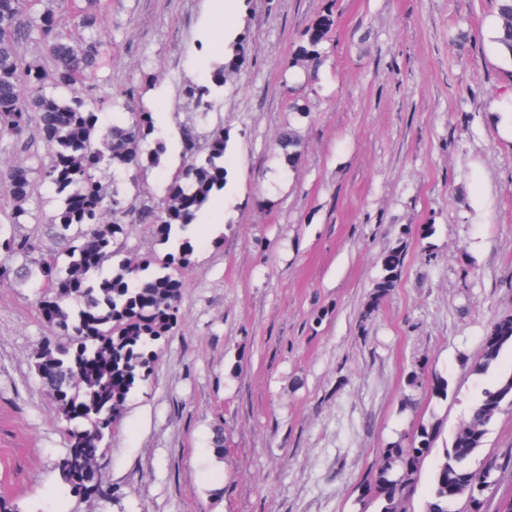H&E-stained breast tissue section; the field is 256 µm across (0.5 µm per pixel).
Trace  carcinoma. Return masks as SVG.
<instances>
[{
  "label": "carcinoma",
  "instance_id": "obj_1",
  "mask_svg": "<svg viewBox=\"0 0 512 512\" xmlns=\"http://www.w3.org/2000/svg\"><path fill=\"white\" fill-rule=\"evenodd\" d=\"M100 0H72L69 15L58 13L50 0H0V138L8 137L19 153H27L37 136L49 155L46 163L0 170V181L13 203L7 221H0V284L35 290L36 306L52 333L32 357L39 382L50 393L57 422L69 447L60 464L62 484L83 497L103 488L89 487L98 475L112 427L129 394L150 377L155 343L178 324L182 296L179 274L191 266L192 246L184 236L212 207L224 190L228 140L224 127H215L205 146L187 132L182 162L162 197L131 199L106 192L97 178L104 165L140 170L163 164L167 147L159 139L144 147L155 126L152 114L135 112L129 103L136 88L126 86L122 101L112 102V123L102 126L100 113L76 95L77 85L93 80L104 64L97 38ZM333 26L325 14L303 35L286 72L307 81L317 79L322 44ZM494 49L512 66V0H497ZM28 40L41 43L53 63L52 72L20 54ZM245 53L244 41H230L221 61L209 69L206 81L188 92L198 106L211 107L212 87L233 78ZM296 130L287 126L278 140L288 166L301 159ZM51 189L56 206L46 228L60 248L45 250L36 231L21 226L37 219L28 203ZM152 227L169 246L164 255H151L136 265L122 264L101 275L122 244L125 219ZM384 275L376 284L363 318L394 287L396 268L383 261ZM79 308L71 310V302ZM501 336L495 349H482L472 366L482 374L512 348V314L491 324ZM408 387L430 397H448V382L411 371ZM512 404V375L481 392L453 437L438 455L423 512H470L479 493L495 486L504 465L495 455L473 467L483 447L487 426L504 402ZM439 430L421 423L410 437L402 436L384 449L367 481L365 494L379 512H410L424 460L433 451Z\"/></svg>",
  "mask_w": 512,
  "mask_h": 512
}]
</instances>
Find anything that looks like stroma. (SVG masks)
Instances as JSON below:
<instances>
[{
    "label": "stroma",
    "mask_w": 512,
    "mask_h": 512,
    "mask_svg": "<svg viewBox=\"0 0 512 512\" xmlns=\"http://www.w3.org/2000/svg\"><path fill=\"white\" fill-rule=\"evenodd\" d=\"M105 2L111 64L77 92L107 122L135 85L167 154L158 169L103 168L101 183L162 196L185 128L203 139L220 125L227 184L191 229L179 323L100 462L108 500L64 489L68 445L32 369L49 330L31 289L0 287V497L20 512H374L363 490L383 449L424 420L442 451L512 373V352L472 371L512 313V79L491 48L495 0H238L231 14L216 0ZM326 11L317 83L285 86ZM230 35L244 59L201 112L188 87ZM294 98L307 117L289 112ZM289 123L293 168L276 147ZM394 247L396 286L360 322ZM421 362L448 396L408 407ZM481 453L512 458V405Z\"/></svg>",
    "instance_id": "35a3bbf8"
}]
</instances>
